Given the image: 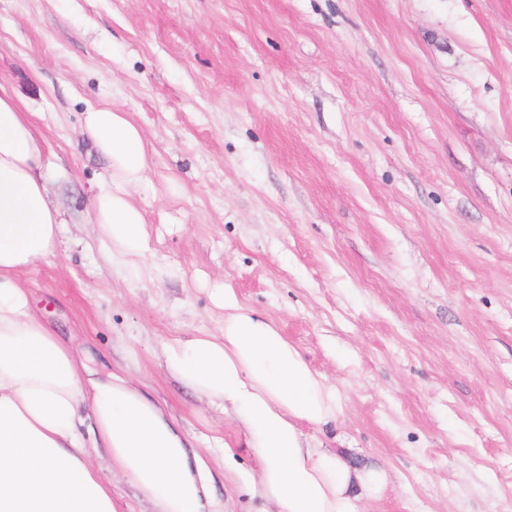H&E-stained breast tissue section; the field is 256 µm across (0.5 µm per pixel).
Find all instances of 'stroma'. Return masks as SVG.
<instances>
[{"label":"stroma","instance_id":"1","mask_svg":"<svg viewBox=\"0 0 512 512\" xmlns=\"http://www.w3.org/2000/svg\"><path fill=\"white\" fill-rule=\"evenodd\" d=\"M0 83L64 219L37 314L181 421L215 512H262L259 464L163 345L223 286L335 386L319 440L388 475L359 512H512V0H0ZM90 101L147 141L145 283L87 221Z\"/></svg>","mask_w":512,"mask_h":512}]
</instances>
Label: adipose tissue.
<instances>
[{
    "instance_id": "ef3b65f1",
    "label": "adipose tissue",
    "mask_w": 512,
    "mask_h": 512,
    "mask_svg": "<svg viewBox=\"0 0 512 512\" xmlns=\"http://www.w3.org/2000/svg\"><path fill=\"white\" fill-rule=\"evenodd\" d=\"M83 132L109 161L88 221L120 273L150 280V236L133 200L149 182L142 132L102 102L87 103ZM46 166L41 141L0 84V512H123L116 476L154 512H205L212 474L182 427L122 373L99 374L74 356L30 304L21 276L54 255L62 222ZM216 303L222 335L169 339L165 364L242 424L273 512H358V496L378 497L384 472L351 468L303 431L335 421V389L231 291L219 289ZM100 453L103 470L91 463Z\"/></svg>"
}]
</instances>
